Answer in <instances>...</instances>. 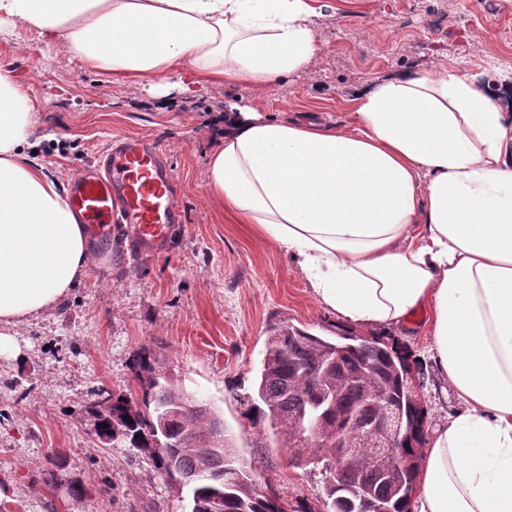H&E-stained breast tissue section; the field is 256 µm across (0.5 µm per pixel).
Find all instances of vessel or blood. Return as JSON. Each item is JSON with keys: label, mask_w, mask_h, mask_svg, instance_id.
Instances as JSON below:
<instances>
[{"label": "vessel or blood", "mask_w": 512, "mask_h": 512, "mask_svg": "<svg viewBox=\"0 0 512 512\" xmlns=\"http://www.w3.org/2000/svg\"><path fill=\"white\" fill-rule=\"evenodd\" d=\"M67 195L81 223L97 227L99 243L126 236L143 256L183 221L168 150L154 138H110L93 164L69 182Z\"/></svg>", "instance_id": "1"}]
</instances>
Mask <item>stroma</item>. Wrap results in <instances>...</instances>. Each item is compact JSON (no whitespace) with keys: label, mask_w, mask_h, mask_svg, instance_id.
<instances>
[{"label":"stroma","mask_w":512,"mask_h":512,"mask_svg":"<svg viewBox=\"0 0 512 512\" xmlns=\"http://www.w3.org/2000/svg\"><path fill=\"white\" fill-rule=\"evenodd\" d=\"M316 51L307 67L273 90L194 84L175 78L133 86L92 67L65 40L45 42L17 27L0 35V69L14 75L35 112L33 160L60 184L85 170L116 135L161 140L179 183L184 214L172 242L144 261L112 245L69 296L14 331L0 353V492L20 512H186V497L152 462L120 442L102 443L85 415L99 388L127 392L132 365L159 351L174 380L224 420L258 489L290 512H325L327 478L291 465L266 423L253 420L254 378L273 329L347 333L317 302L294 261L233 223L205 191L217 142L209 130L228 100L264 114L341 127L349 100L373 80L439 61L483 73L492 92L512 85V0H315ZM399 343L420 369L426 428L459 403L434 372L426 312ZM79 482L74 496L48 485L47 471Z\"/></svg>","instance_id":"1"}]
</instances>
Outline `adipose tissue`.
<instances>
[{"label": "adipose tissue", "instance_id": "ef3b65f1", "mask_svg": "<svg viewBox=\"0 0 512 512\" xmlns=\"http://www.w3.org/2000/svg\"><path fill=\"white\" fill-rule=\"evenodd\" d=\"M314 14L313 0H0V34L64 39L136 83L186 71L263 91L309 63ZM349 110L340 130L227 103L207 193L344 321L405 332L428 311L460 409L426 439L409 512H512V111L452 64L378 79ZM33 121L0 70V352L91 261L89 225L24 153Z\"/></svg>", "mask_w": 512, "mask_h": 512}]
</instances>
